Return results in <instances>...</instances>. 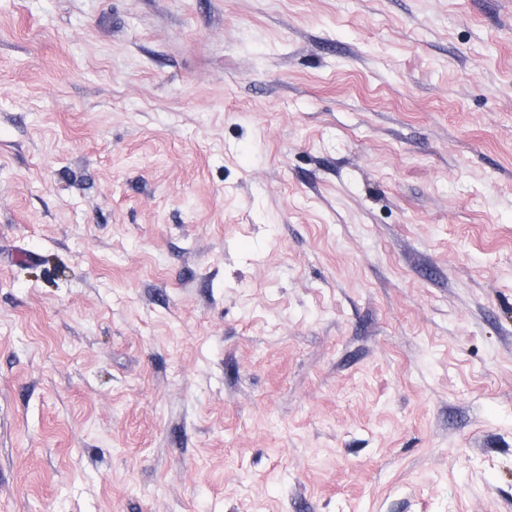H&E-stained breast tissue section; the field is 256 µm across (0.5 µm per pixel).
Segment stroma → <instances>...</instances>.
<instances>
[{
    "label": "stroma",
    "mask_w": 512,
    "mask_h": 512,
    "mask_svg": "<svg viewBox=\"0 0 512 512\" xmlns=\"http://www.w3.org/2000/svg\"><path fill=\"white\" fill-rule=\"evenodd\" d=\"M0 512H512V0H0Z\"/></svg>",
    "instance_id": "35a3bbf8"
}]
</instances>
